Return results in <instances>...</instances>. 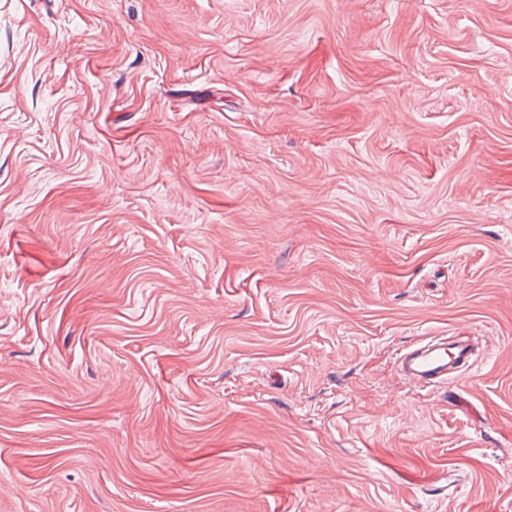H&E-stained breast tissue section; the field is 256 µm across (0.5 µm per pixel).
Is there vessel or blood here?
<instances>
[{
    "instance_id": "obj_1",
    "label": "vessel or blood",
    "mask_w": 512,
    "mask_h": 512,
    "mask_svg": "<svg viewBox=\"0 0 512 512\" xmlns=\"http://www.w3.org/2000/svg\"><path fill=\"white\" fill-rule=\"evenodd\" d=\"M472 355L465 341L450 343L431 336L421 339L417 348L401 355L399 362L404 373L415 379L421 388L428 389L458 380L459 368L468 366Z\"/></svg>"
}]
</instances>
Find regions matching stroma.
Listing matches in <instances>:
<instances>
[{"label": "stroma", "mask_w": 512, "mask_h": 512, "mask_svg": "<svg viewBox=\"0 0 512 512\" xmlns=\"http://www.w3.org/2000/svg\"><path fill=\"white\" fill-rule=\"evenodd\" d=\"M0 512H512V0H0ZM440 337L421 339L414 345L420 347L400 356L401 370L415 379L421 388L458 380L460 373H456L457 369L468 366L473 355L466 341L458 340L448 345L447 338Z\"/></svg>", "instance_id": "35a3bbf8"}]
</instances>
